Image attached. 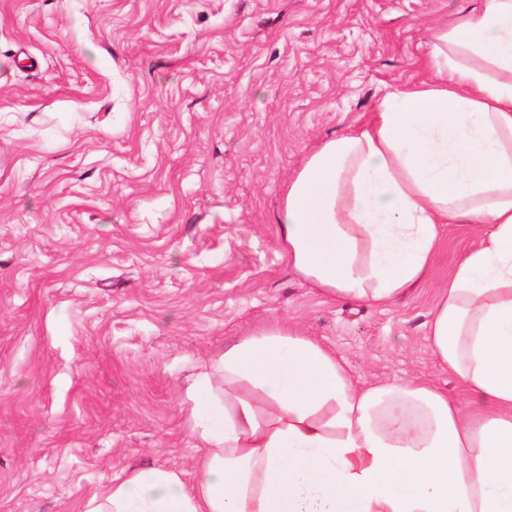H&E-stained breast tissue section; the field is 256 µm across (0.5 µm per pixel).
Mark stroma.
Masks as SVG:
<instances>
[{"instance_id":"35a3bbf8","label":"stroma","mask_w":512,"mask_h":512,"mask_svg":"<svg viewBox=\"0 0 512 512\" xmlns=\"http://www.w3.org/2000/svg\"><path fill=\"white\" fill-rule=\"evenodd\" d=\"M484 0H0V512H83L135 468L191 481L186 392L286 326L367 387L464 394L425 324L476 242L419 288L332 301L290 266L289 179Z\"/></svg>"}]
</instances>
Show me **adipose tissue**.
<instances>
[{
  "instance_id": "obj_1",
  "label": "adipose tissue",
  "mask_w": 512,
  "mask_h": 512,
  "mask_svg": "<svg viewBox=\"0 0 512 512\" xmlns=\"http://www.w3.org/2000/svg\"><path fill=\"white\" fill-rule=\"evenodd\" d=\"M430 62L431 81L308 157L278 224L297 274L366 304L418 287L448 225H478L427 332L466 404L422 381L357 387L274 327L189 386L192 482L135 469L85 512H512V0L439 30Z\"/></svg>"
}]
</instances>
